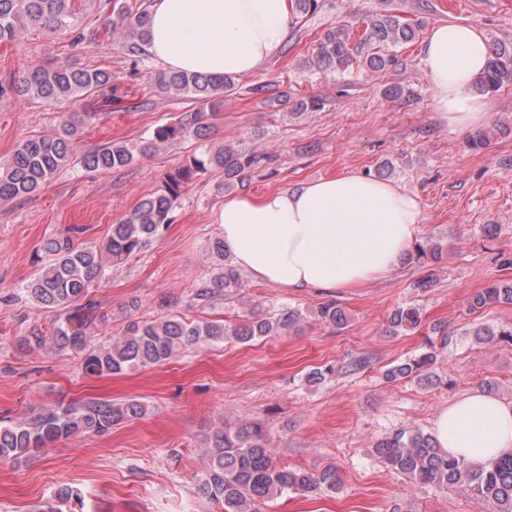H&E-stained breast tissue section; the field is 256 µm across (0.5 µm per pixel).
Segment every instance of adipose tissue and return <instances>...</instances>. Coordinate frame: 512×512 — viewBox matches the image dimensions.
Here are the masks:
<instances>
[{"mask_svg":"<svg viewBox=\"0 0 512 512\" xmlns=\"http://www.w3.org/2000/svg\"><path fill=\"white\" fill-rule=\"evenodd\" d=\"M293 21L290 0H154L147 49L167 69L248 75L278 52ZM438 118L479 123L473 82L488 59L485 33L436 25L422 49ZM423 221L413 194L354 172L260 197L225 199V249L254 281L294 293L359 288L394 272ZM441 448L470 464L512 452V403L471 390L433 421Z\"/></svg>","mask_w":512,"mask_h":512,"instance_id":"1","label":"adipose tissue"}]
</instances>
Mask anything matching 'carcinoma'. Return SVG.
Returning a JSON list of instances; mask_svg holds the SVG:
<instances>
[{"label":"carcinoma","mask_w":512,"mask_h":512,"mask_svg":"<svg viewBox=\"0 0 512 512\" xmlns=\"http://www.w3.org/2000/svg\"><path fill=\"white\" fill-rule=\"evenodd\" d=\"M73 0H0V43L13 41L30 26H42L68 36L69 47L89 49L97 42L96 32L70 25ZM294 17L313 15L320 0H291ZM149 0L132 6L124 4L106 18L105 28L121 32L128 51L142 54L148 40ZM358 40L350 39L349 28L332 26L319 40L311 64L329 73H344L360 62L369 71L390 68L396 61L394 49L416 38V28L394 14H377L362 21ZM159 92L190 97L200 104L187 117L156 127L153 134L132 149L125 143L110 142L93 150L77 153L74 143L83 135L82 121L67 114L53 131L28 139L14 152L0 157V202L30 196L53 179L62 169L78 165L87 171H121L136 154L184 141L199 146L185 161L167 172L160 190L141 200L109 236L98 244L75 246L68 239L48 238L41 250L49 256L27 285L30 297L45 311L71 310L53 332L52 341L61 349L84 354L87 375L101 377L128 369L151 367L169 361L202 344L222 343L226 338L241 342L256 336H269L297 325L301 314L272 313L251 317L237 325L224 320L195 321L179 315L140 323L132 321L126 333L112 342L90 346L89 311L86 299L93 282L110 265L123 264L161 238L172 224V214L184 193L198 179L219 175L225 187L243 183L261 162L254 150L226 145L212 150L204 145L213 132V120L224 103V93L234 89V77L157 69L150 75ZM478 88L496 92L512 85V42L494 41L489 46L487 66L478 77ZM112 90V72L81 67L71 60L39 65L22 75L0 81V98L57 104L76 98H94ZM443 247L428 238L414 244L408 258L422 264L442 258ZM210 256L221 273L198 285L195 297L208 300L242 286L241 275L229 264L224 240L216 239ZM512 304V283H493L470 297L469 310ZM318 318L345 327L347 318L334 301L321 304ZM420 309L399 307L388 319L387 333L397 336L421 326ZM434 353L409 357L390 368L385 378L392 382L414 377L429 379ZM147 412L137 399L124 401L89 400L58 405L43 411L30 422L0 426V459L18 460L47 448L62 438L81 434H103L141 418ZM375 455L390 469L409 479L435 487H458L490 501L496 512H512V453L487 464L464 465L440 448L433 434L399 430L374 445ZM340 486L336 468L318 473L280 466L272 456L268 429L261 419L236 426L224 425L212 438L207 462L197 490L215 502L222 512H260V509L288 493L302 496L333 494ZM78 494L70 487L58 489L37 512H63Z\"/></svg>","instance_id":"carcinoma-1"}]
</instances>
